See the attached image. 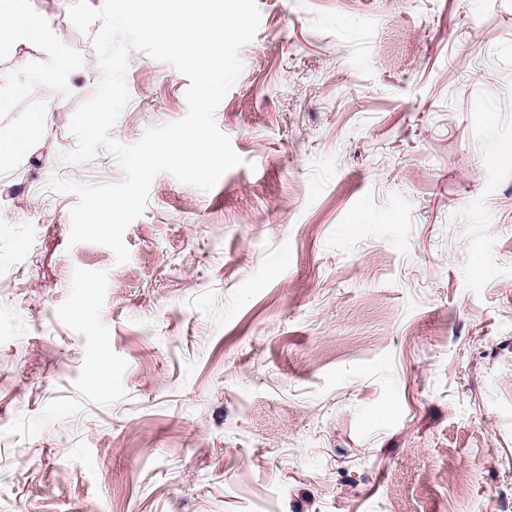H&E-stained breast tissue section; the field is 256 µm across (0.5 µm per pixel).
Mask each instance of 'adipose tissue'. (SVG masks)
Here are the masks:
<instances>
[{
	"mask_svg": "<svg viewBox=\"0 0 512 512\" xmlns=\"http://www.w3.org/2000/svg\"><path fill=\"white\" fill-rule=\"evenodd\" d=\"M3 41L39 45L53 51L55 72L67 67L66 57L56 50V35L50 22L31 11L29 0H6L5 7H0V42Z\"/></svg>",
	"mask_w": 512,
	"mask_h": 512,
	"instance_id": "adipose-tissue-1",
	"label": "adipose tissue"
}]
</instances>
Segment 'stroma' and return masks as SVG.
<instances>
[{
    "instance_id": "stroma-1",
    "label": "stroma",
    "mask_w": 512,
    "mask_h": 512,
    "mask_svg": "<svg viewBox=\"0 0 512 512\" xmlns=\"http://www.w3.org/2000/svg\"><path fill=\"white\" fill-rule=\"evenodd\" d=\"M215 112L241 165L159 174L130 252L70 244L100 79L0 44L48 111L0 161V512H512V0H257ZM111 136L187 111L132 53Z\"/></svg>"
}]
</instances>
